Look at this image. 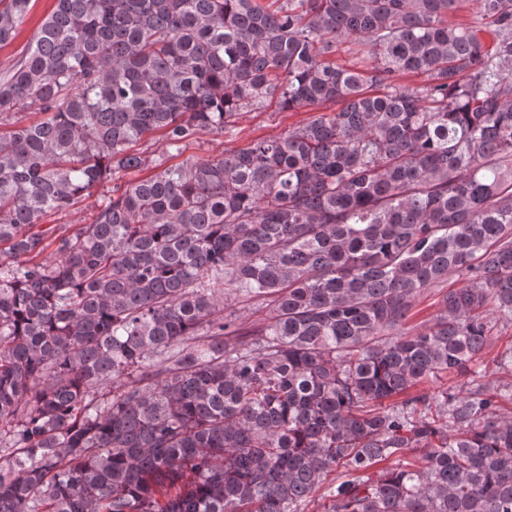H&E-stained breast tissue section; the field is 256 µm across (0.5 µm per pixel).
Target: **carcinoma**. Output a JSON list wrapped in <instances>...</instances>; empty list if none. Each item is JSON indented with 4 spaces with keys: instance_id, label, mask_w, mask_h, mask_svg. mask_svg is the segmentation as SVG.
Wrapping results in <instances>:
<instances>
[{
    "instance_id": "obj_1",
    "label": "carcinoma",
    "mask_w": 512,
    "mask_h": 512,
    "mask_svg": "<svg viewBox=\"0 0 512 512\" xmlns=\"http://www.w3.org/2000/svg\"><path fill=\"white\" fill-rule=\"evenodd\" d=\"M462 2L54 0L0 73V512H512V0ZM307 110L274 112L252 110L241 112L237 118L234 132L222 135L202 134L199 142L192 146L183 157L170 159L166 165L181 161L188 155L216 156L225 151L246 147L253 139L260 137H278L288 128L304 122L311 116ZM436 298L435 288H431L417 298L411 311V315L404 325L407 332L420 330L423 324L432 319L437 310ZM506 339L496 341L490 345L484 356L486 371L491 375V379L498 380L501 383H512V366L500 364V355L504 350Z\"/></svg>"
}]
</instances>
